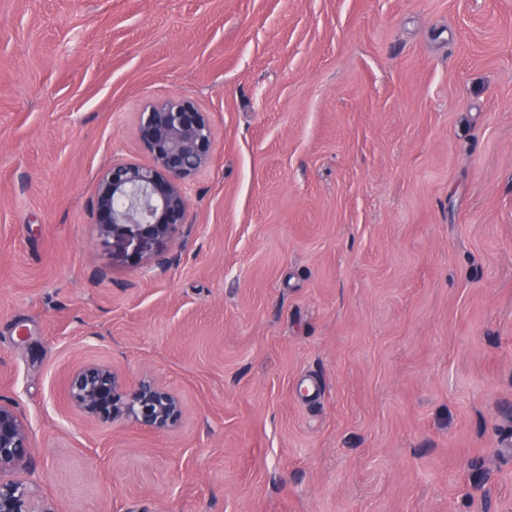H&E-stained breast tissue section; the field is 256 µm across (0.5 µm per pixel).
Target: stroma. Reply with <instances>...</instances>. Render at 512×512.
I'll use <instances>...</instances> for the list:
<instances>
[{"mask_svg": "<svg viewBox=\"0 0 512 512\" xmlns=\"http://www.w3.org/2000/svg\"><path fill=\"white\" fill-rule=\"evenodd\" d=\"M172 97L215 151L135 265L97 181ZM0 399L55 512H512V0H0ZM66 392L69 403L91 423L129 421L165 432L183 414L181 399L161 381L145 377L129 386L103 363L82 364L69 371Z\"/></svg>", "mask_w": 512, "mask_h": 512, "instance_id": "1", "label": "stroma"}]
</instances>
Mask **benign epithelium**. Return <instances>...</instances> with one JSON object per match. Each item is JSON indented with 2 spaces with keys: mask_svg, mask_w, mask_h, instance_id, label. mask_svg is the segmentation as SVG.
<instances>
[{
  "mask_svg": "<svg viewBox=\"0 0 512 512\" xmlns=\"http://www.w3.org/2000/svg\"><path fill=\"white\" fill-rule=\"evenodd\" d=\"M138 138L151 163H112L98 180L94 202L101 245L133 264L160 254L187 223L186 183L210 164L215 151L207 114L183 97L141 113ZM66 392L69 403L91 423L129 421L165 432L183 414L181 399L161 381L145 377L130 386L103 363L69 371ZM31 448L30 431L16 406L0 401V512H35L29 487L10 477L29 463Z\"/></svg>",
  "mask_w": 512,
  "mask_h": 512,
  "instance_id": "benign-epithelium-1",
  "label": "benign epithelium"
}]
</instances>
